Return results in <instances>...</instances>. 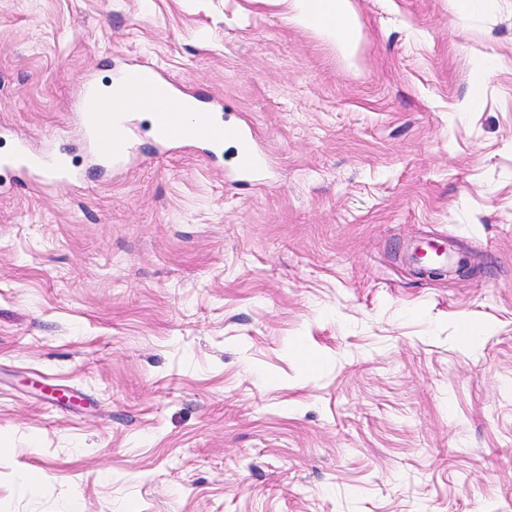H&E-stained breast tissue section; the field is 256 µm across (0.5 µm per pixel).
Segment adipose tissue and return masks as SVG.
<instances>
[{
	"label": "adipose tissue",
	"instance_id": "1",
	"mask_svg": "<svg viewBox=\"0 0 512 512\" xmlns=\"http://www.w3.org/2000/svg\"><path fill=\"white\" fill-rule=\"evenodd\" d=\"M289 19L317 29L337 45L348 49L360 37V27L351 0H288Z\"/></svg>",
	"mask_w": 512,
	"mask_h": 512
}]
</instances>
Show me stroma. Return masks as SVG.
<instances>
[{"instance_id": "stroma-1", "label": "stroma", "mask_w": 512, "mask_h": 512, "mask_svg": "<svg viewBox=\"0 0 512 512\" xmlns=\"http://www.w3.org/2000/svg\"><path fill=\"white\" fill-rule=\"evenodd\" d=\"M351 3L347 55L282 0H0V155L79 174L0 196V512H512V0ZM128 59L267 182L94 165L77 90ZM236 138L242 145L245 154L237 171L242 177H252L265 168L266 160L263 155H260L254 149V139L250 126L239 128L236 131Z\"/></svg>"}]
</instances>
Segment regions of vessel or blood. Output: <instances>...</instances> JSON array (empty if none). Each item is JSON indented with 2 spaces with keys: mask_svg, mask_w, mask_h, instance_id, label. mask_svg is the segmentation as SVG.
Segmentation results:
<instances>
[{
  "mask_svg": "<svg viewBox=\"0 0 512 512\" xmlns=\"http://www.w3.org/2000/svg\"><path fill=\"white\" fill-rule=\"evenodd\" d=\"M134 74L144 76L151 86L162 92L160 104L152 108L157 144L168 152L197 146L207 161H216L224 145V128L214 118L213 104L190 95L183 84L145 60L136 61L119 74L114 80L113 92L121 97L139 93V86L130 80ZM78 106L84 121L83 134L91 152L114 168L125 169L135 139L126 113H98L96 86L91 82L86 83ZM236 138L244 151L238 173L243 177L254 176L265 168L266 160L254 149L251 127L238 129ZM0 166L20 173L25 181L41 187L66 188L77 177L70 164L53 152L31 150L23 141L18 142L14 155L0 161Z\"/></svg>",
  "mask_w": 512,
  "mask_h": 512,
  "instance_id": "obj_1",
  "label": "vessel or blood"
}]
</instances>
